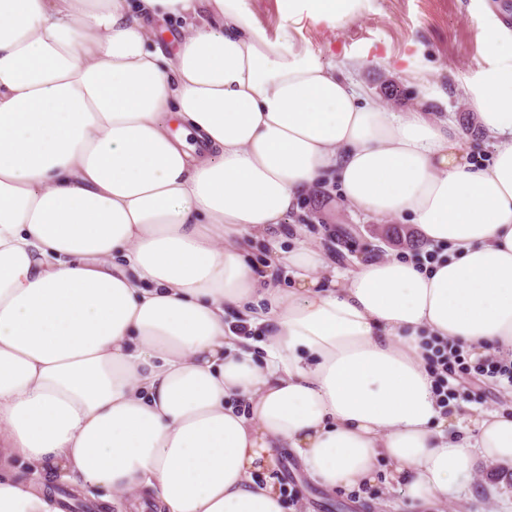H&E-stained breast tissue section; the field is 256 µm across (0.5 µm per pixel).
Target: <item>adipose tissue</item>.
Masks as SVG:
<instances>
[{"label": "adipose tissue", "mask_w": 512, "mask_h": 512, "mask_svg": "<svg viewBox=\"0 0 512 512\" xmlns=\"http://www.w3.org/2000/svg\"><path fill=\"white\" fill-rule=\"evenodd\" d=\"M280 2L337 26L359 0ZM480 27L465 132L439 87L391 112L354 83L390 56L324 59L246 0H0V512H63L19 463L158 512H287L281 448L330 492L388 459L419 512L512 466V406L444 413L423 359L512 355V28ZM328 178L434 262L298 240Z\"/></svg>", "instance_id": "1"}]
</instances>
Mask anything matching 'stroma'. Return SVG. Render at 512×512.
I'll use <instances>...</instances> for the list:
<instances>
[{"label":"stroma","mask_w":512,"mask_h":512,"mask_svg":"<svg viewBox=\"0 0 512 512\" xmlns=\"http://www.w3.org/2000/svg\"><path fill=\"white\" fill-rule=\"evenodd\" d=\"M251 13L270 34L289 30L296 43L338 58L368 50L407 57L412 69H423L428 80L448 91V118L469 128L474 105L456 92L459 81L482 64L480 30L475 22L482 10L497 18L512 15V0H361L341 25L315 22L305 12L286 18L279 0H247ZM357 81L390 111L403 112L417 103L418 88L407 76L383 66L358 73ZM306 241L343 268L353 259H384L419 252L415 226L400 225V238L386 235L387 223L354 214L339 205L331 188L314 189L303 201ZM276 479L298 493L305 512H412L391 480L393 466L379 460L377 480L351 491L326 492L312 484L295 456L280 449ZM437 512H512V475L498 468L479 466L460 479L456 492Z\"/></svg>","instance_id":"1"}]
</instances>
